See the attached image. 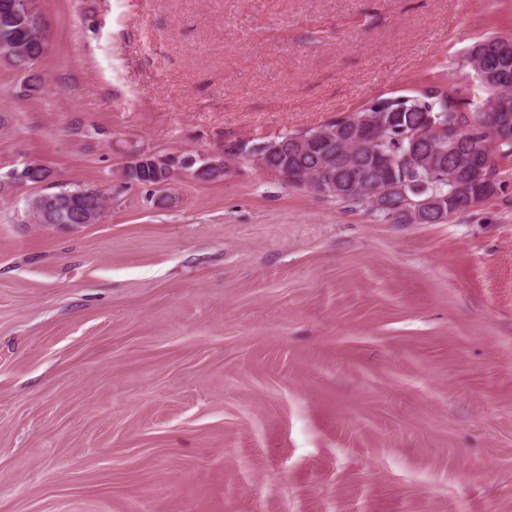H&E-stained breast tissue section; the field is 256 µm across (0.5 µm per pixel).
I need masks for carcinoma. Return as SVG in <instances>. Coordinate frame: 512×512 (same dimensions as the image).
Instances as JSON below:
<instances>
[{"label": "carcinoma", "instance_id": "1", "mask_svg": "<svg viewBox=\"0 0 512 512\" xmlns=\"http://www.w3.org/2000/svg\"><path fill=\"white\" fill-rule=\"evenodd\" d=\"M0 59L21 71H29L44 55L46 46L40 36L41 25L34 8V0H0ZM502 39L490 36L474 44L457 62V69L477 82V95L471 94L468 84H456L453 77L423 87L412 96L378 97L373 105L383 115V129L375 144L367 147L355 144L345 132L329 144L311 143L305 149L294 148L281 152L275 146L315 129L294 131L272 140H265L264 167L287 168L314 182L324 179L321 153L328 149L336 154L339 193L325 196L349 210H363L374 220L389 224H415L407 214L396 215L399 201L404 197L419 200L433 197L438 209L426 220L428 224H445L447 217L470 210L468 197L487 200L497 189L489 184H473L468 194L460 191L463 167L480 166L490 169V176L499 181L503 162L512 158V49L501 53L484 54L482 49ZM465 118L466 128L455 142L448 141L434 128V123L449 125L457 117ZM402 157L407 154L411 163L404 168L390 169L381 163L376 153ZM369 176L368 183H376L389 190V197L379 200L378 206L364 202L365 187L354 183L357 172ZM20 181L39 184L49 179L50 173L40 164H29L21 170ZM123 177L130 183L153 186L171 177L165 169H157L151 162L134 168L125 166ZM58 199L55 223L74 224V215L83 217L87 224L95 223L106 206L105 198L95 190L63 187L53 193L40 195L28 203L29 219L43 224L46 203Z\"/></svg>", "mask_w": 512, "mask_h": 512}]
</instances>
